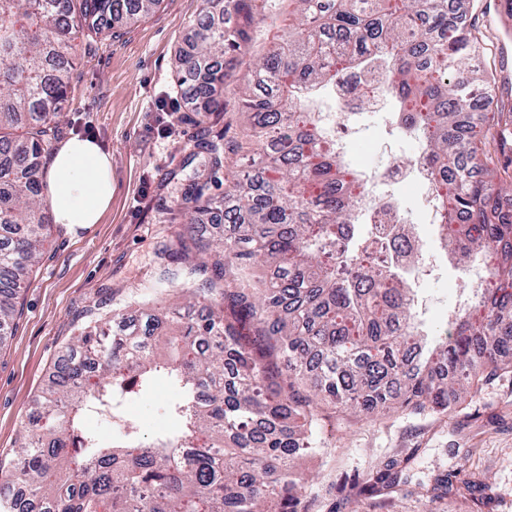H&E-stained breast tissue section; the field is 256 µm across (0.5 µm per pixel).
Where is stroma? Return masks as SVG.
I'll return each instance as SVG.
<instances>
[{
    "mask_svg": "<svg viewBox=\"0 0 512 512\" xmlns=\"http://www.w3.org/2000/svg\"><path fill=\"white\" fill-rule=\"evenodd\" d=\"M204 8L203 0H162L149 18L117 38H85L57 135L96 138L112 156V206L102 223L79 234L53 227L51 241L21 291L11 336L0 344V461L10 462L35 407L79 325L122 310L130 296L153 298L156 251L183 231L179 170L201 137L240 132L237 110L205 114L189 104L177 58ZM485 48L480 63L496 98L512 100V15L501 0H477L469 17ZM385 112L359 122V165L375 169L411 158L415 140L389 131ZM462 270L445 265L422 280L429 328L444 329ZM166 383L132 400L127 420L142 436L173 427L158 408ZM316 453L300 465L310 477V512H512V369L467 394L448 414L395 408L371 417L326 411ZM396 461L397 491H360L369 472ZM490 485L487 503L464 488Z\"/></svg>",
    "mask_w": 512,
    "mask_h": 512,
    "instance_id": "stroma-1",
    "label": "stroma"
}]
</instances>
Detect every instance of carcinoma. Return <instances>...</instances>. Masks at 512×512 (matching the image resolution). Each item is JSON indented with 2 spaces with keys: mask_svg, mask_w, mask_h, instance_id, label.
Wrapping results in <instances>:
<instances>
[{
  "mask_svg": "<svg viewBox=\"0 0 512 512\" xmlns=\"http://www.w3.org/2000/svg\"><path fill=\"white\" fill-rule=\"evenodd\" d=\"M161 0H0V336L12 332L17 299L49 238L40 173L68 97L80 34L101 39L151 15ZM299 22L242 75L255 91L238 112L255 139L256 176L236 174L224 193L232 242L199 238L192 225L217 203L204 172L239 145L202 139L181 195L185 231L161 244L157 284L180 303L133 298L139 317L81 328L42 390L21 437L0 512H309L299 451L312 444L317 400L371 415L391 405L442 413L502 362L512 365V221L497 200L512 191V106L491 109L466 0H295ZM266 0H237L240 22L206 10L180 51L195 73L199 112H223L250 30ZM379 74L351 94L363 105L382 89L396 98L440 211L448 256L485 271L467 307L435 342L413 316L414 289L381 265L371 244L337 245L367 197L361 175L339 162L311 90L347 72ZM486 97L474 121L475 97ZM410 227L393 249L414 258ZM208 261L191 264V254ZM273 269L251 281L257 261ZM167 382L176 428L142 441L121 421L112 439L85 425ZM395 462L361 492L397 487Z\"/></svg>",
  "mask_w": 512,
  "mask_h": 512,
  "instance_id": "obj_1",
  "label": "carcinoma"
}]
</instances>
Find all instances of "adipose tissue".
I'll list each match as a JSON object with an SVG mask.
<instances>
[{"instance_id": "1", "label": "adipose tissue", "mask_w": 512, "mask_h": 512, "mask_svg": "<svg viewBox=\"0 0 512 512\" xmlns=\"http://www.w3.org/2000/svg\"><path fill=\"white\" fill-rule=\"evenodd\" d=\"M45 201L70 234L101 223L112 204V156L93 139L72 137L53 153Z\"/></svg>"}]
</instances>
